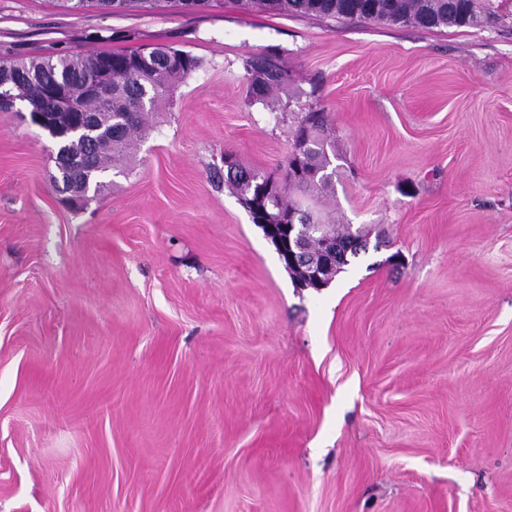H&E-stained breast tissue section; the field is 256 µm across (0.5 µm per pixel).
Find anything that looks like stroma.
<instances>
[{
	"instance_id": "stroma-1",
	"label": "stroma",
	"mask_w": 512,
	"mask_h": 512,
	"mask_svg": "<svg viewBox=\"0 0 512 512\" xmlns=\"http://www.w3.org/2000/svg\"><path fill=\"white\" fill-rule=\"evenodd\" d=\"M425 30L0 0V57L167 44L203 65L82 207L0 112V512H512V0ZM328 115L324 222L386 245L295 287L224 157L283 180ZM245 70L249 76V97L255 103L270 106L279 94L289 91L288 70L273 50L250 56L245 61Z\"/></svg>"
}]
</instances>
